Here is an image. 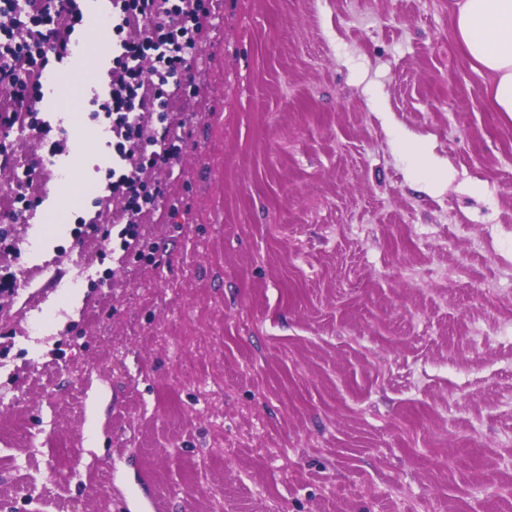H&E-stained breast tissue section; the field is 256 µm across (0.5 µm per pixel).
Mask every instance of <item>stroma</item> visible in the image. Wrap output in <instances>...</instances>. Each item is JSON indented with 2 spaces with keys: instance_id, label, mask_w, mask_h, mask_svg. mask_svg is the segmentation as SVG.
<instances>
[{
  "instance_id": "35a3bbf8",
  "label": "stroma",
  "mask_w": 512,
  "mask_h": 512,
  "mask_svg": "<svg viewBox=\"0 0 512 512\" xmlns=\"http://www.w3.org/2000/svg\"><path fill=\"white\" fill-rule=\"evenodd\" d=\"M457 2L213 0L139 254L89 230L111 55L40 114L92 149L0 131V512H512V115ZM396 141L411 157L415 177L426 189H438L448 184L452 176L451 171L433 154L429 143L420 139H410L401 134L396 135Z\"/></svg>"
}]
</instances>
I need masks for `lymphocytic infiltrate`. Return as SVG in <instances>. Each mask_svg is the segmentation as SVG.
Here are the masks:
<instances>
[{
	"mask_svg": "<svg viewBox=\"0 0 512 512\" xmlns=\"http://www.w3.org/2000/svg\"><path fill=\"white\" fill-rule=\"evenodd\" d=\"M27 20L14 13L15 0H0V84L11 86L10 106L0 108V129L14 127L26 111L31 94L27 72L45 69L50 54H61L67 45L59 39L55 15L65 14L64 0H26ZM119 21L112 32L119 37L120 53L114 63L119 78L111 82L109 97L100 108L112 123L115 137L112 193L126 210H142L140 175L147 166L168 163L185 143L171 125L147 128L143 113L162 99L169 83L186 78L187 57L198 50L204 16L192 0H113ZM150 69H143V60Z\"/></svg>",
	"mask_w": 512,
	"mask_h": 512,
	"instance_id": "f902f5d3",
	"label": "lymphocytic infiltrate"
}]
</instances>
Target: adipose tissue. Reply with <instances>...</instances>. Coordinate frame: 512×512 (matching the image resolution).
I'll use <instances>...</instances> for the list:
<instances>
[{
	"mask_svg": "<svg viewBox=\"0 0 512 512\" xmlns=\"http://www.w3.org/2000/svg\"><path fill=\"white\" fill-rule=\"evenodd\" d=\"M454 30L462 53L490 76L494 109L512 114V0H459ZM396 141L411 157L414 174L425 188L448 183L451 171L429 143L401 134Z\"/></svg>",
	"mask_w": 512,
	"mask_h": 512,
	"instance_id": "obj_1",
	"label": "adipose tissue"
}]
</instances>
